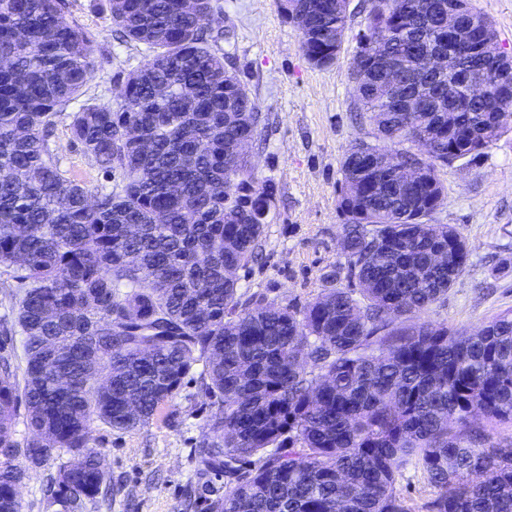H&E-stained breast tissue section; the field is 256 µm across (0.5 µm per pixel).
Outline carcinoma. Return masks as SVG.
<instances>
[{"mask_svg": "<svg viewBox=\"0 0 512 512\" xmlns=\"http://www.w3.org/2000/svg\"><path fill=\"white\" fill-rule=\"evenodd\" d=\"M109 5L116 39L144 54L116 103L88 93L112 56L91 58L66 0H0V268L16 280L4 333L23 342L21 364L0 356V512H21L18 486L63 451L75 461L48 478L50 502L85 512L108 484L93 424L149 423L196 372L215 407L200 463L228 486L212 512H406L395 483L413 459L434 489L426 512H512V445L488 433L512 425V312L462 332L418 320L469 260L435 222L438 171L512 129V54L492 21L470 0H370L351 83L375 142L340 159L346 284L276 306L228 274L260 258L274 187L237 149L262 116L208 27L216 0ZM279 8L308 62L333 66L350 0ZM450 8L474 27L448 31ZM435 53L461 79L437 78ZM61 115L119 182L91 195L61 169ZM378 153L420 178L397 183Z\"/></svg>", "mask_w": 512, "mask_h": 512, "instance_id": "carcinoma-1", "label": "carcinoma"}]
</instances>
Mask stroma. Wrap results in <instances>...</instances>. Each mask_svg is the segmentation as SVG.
<instances>
[{
  "instance_id": "35a3bbf8",
  "label": "stroma",
  "mask_w": 512,
  "mask_h": 512,
  "mask_svg": "<svg viewBox=\"0 0 512 512\" xmlns=\"http://www.w3.org/2000/svg\"><path fill=\"white\" fill-rule=\"evenodd\" d=\"M67 7L86 31L92 55L112 54L108 70L94 71L90 80L91 94L110 98L143 56L115 41L108 0H68ZM365 7L364 0H351L338 60L319 69L306 60L277 0H219L210 26L231 32L224 49L263 117L261 136L250 143L247 156L255 175L276 188L264 258L239 274L245 295L304 303L345 263L337 208L340 159L352 142L373 139L349 79ZM53 141L69 175L93 193L107 185L106 176L73 144L66 118H58ZM438 176L448 194L434 219L457 228L468 243L470 262L447 299L421 318L466 331L512 310V129L483 157L450 164ZM211 413L209 398L192 381L144 426L125 432L94 423V443L112 491L90 502L87 512H211V504L224 496L225 480L204 472L196 454L209 437ZM395 489L409 512H425L433 495L412 462L401 469Z\"/></svg>"
}]
</instances>
